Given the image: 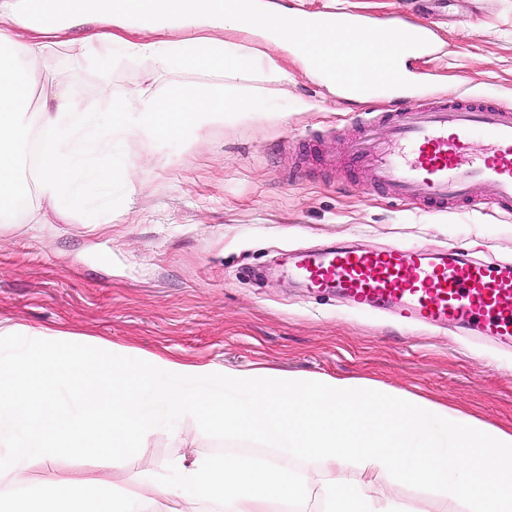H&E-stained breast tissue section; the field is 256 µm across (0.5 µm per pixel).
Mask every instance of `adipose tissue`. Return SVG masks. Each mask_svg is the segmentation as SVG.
<instances>
[{"mask_svg":"<svg viewBox=\"0 0 512 512\" xmlns=\"http://www.w3.org/2000/svg\"><path fill=\"white\" fill-rule=\"evenodd\" d=\"M164 21L191 30V37L179 42L158 39ZM74 25L87 28L78 45L82 54L107 42L126 55L155 63L143 88L132 94L122 126L94 112L77 88L55 87L50 77L45 84L52 87V94L33 97L34 72L52 46L65 43L67 30ZM228 30L261 34L279 47L293 46L308 63H346L366 75L388 71L382 33H365L342 48L334 27L302 28L287 8L269 0H0V218L11 216L23 196L19 166L31 128L40 132L41 197L64 214L80 196L111 185L113 170L135 172L128 158L112 151L117 135L178 137L223 113L252 112L251 101L226 94L220 86L155 88L161 72L174 65L220 71L228 77L252 72L250 46L225 42ZM18 47L23 50L19 60L14 57Z\"/></svg>","mask_w":512,"mask_h":512,"instance_id":"adipose-tissue-1","label":"adipose tissue"}]
</instances>
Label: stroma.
<instances>
[{
  "label": "stroma",
  "mask_w": 512,
  "mask_h": 512,
  "mask_svg": "<svg viewBox=\"0 0 512 512\" xmlns=\"http://www.w3.org/2000/svg\"><path fill=\"white\" fill-rule=\"evenodd\" d=\"M278 2L383 24L402 0ZM419 19L439 37L413 60L416 81L450 100L470 93L512 104V0H449L447 10L430 6ZM249 42L287 69L288 84L254 82L258 111L249 119L229 113L197 134L117 141L142 165L144 188L132 192L115 174L92 202L103 223H83L76 210L34 223L40 189L33 169L23 170L28 204L0 222V327L70 334L135 358L370 380L511 429L512 344L462 325L426 328L351 308L335 292L304 288L291 258L334 243L363 250L400 243L507 261L512 215L468 208L435 215L384 197L360 172L337 173L329 162L347 153L358 102L333 92L292 52L254 35ZM45 66L118 123L121 98L154 63L105 43L91 59L60 49ZM223 448L185 416L129 460L37 457L28 477L35 486L51 476L120 483Z\"/></svg>",
  "instance_id": "stroma-1"
}]
</instances>
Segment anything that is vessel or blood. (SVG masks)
<instances>
[{
	"instance_id": "b4317fda",
	"label": "vessel or blood",
	"mask_w": 512,
	"mask_h": 512,
	"mask_svg": "<svg viewBox=\"0 0 512 512\" xmlns=\"http://www.w3.org/2000/svg\"><path fill=\"white\" fill-rule=\"evenodd\" d=\"M388 36L395 49L394 90L409 93V58L431 51L435 31L393 14ZM345 164L368 175L374 190L430 213L490 200L512 214V105L466 96L438 99L390 112L365 110ZM481 150H473L474 140ZM305 287L333 288L367 308H392L428 324L451 320L484 335L512 339V262L485 265L448 252L435 257L406 246L379 252L335 246L295 258Z\"/></svg>"
}]
</instances>
